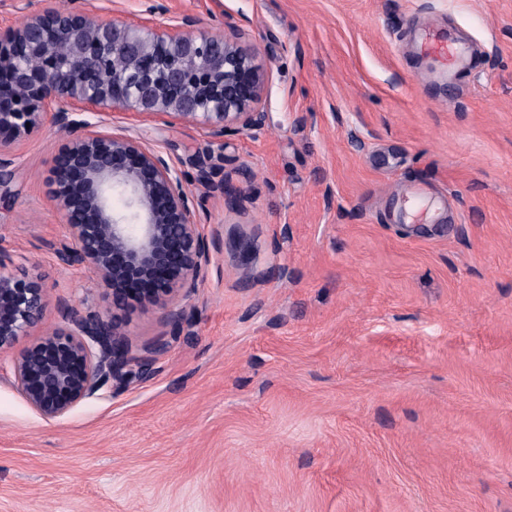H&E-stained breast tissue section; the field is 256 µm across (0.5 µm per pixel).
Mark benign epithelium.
<instances>
[{"instance_id": "1", "label": "benign epithelium", "mask_w": 512, "mask_h": 512, "mask_svg": "<svg viewBox=\"0 0 512 512\" xmlns=\"http://www.w3.org/2000/svg\"><path fill=\"white\" fill-rule=\"evenodd\" d=\"M156 11L150 6L149 19L132 23L49 5L0 32V169L11 144L45 120L69 131L47 177L50 204L69 231L55 254L112 290V316L83 315L62 302L63 324L13 359L18 388L47 419L124 381L133 363L149 376L152 361L130 356L118 311L134 291L179 324L178 303L209 259L181 173L137 138L101 132L81 115L121 110L140 122L191 119L215 135L263 121L266 70L258 52L235 38L191 33L198 26L191 14L162 21ZM116 56L120 71L112 66ZM197 180L230 204L241 198L240 189L212 182L202 164ZM116 191L124 196L121 209L112 204ZM47 304L40 277L0 272V352L38 325Z\"/></svg>"}]
</instances>
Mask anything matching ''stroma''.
<instances>
[{
    "label": "stroma",
    "mask_w": 512,
    "mask_h": 512,
    "mask_svg": "<svg viewBox=\"0 0 512 512\" xmlns=\"http://www.w3.org/2000/svg\"><path fill=\"white\" fill-rule=\"evenodd\" d=\"M267 68L260 127L96 115L183 174L209 261L181 324L130 301L152 356L47 419L0 353V512H512V0H156ZM146 0H0L131 22ZM466 40L447 76L417 49ZM65 130L16 141L0 255L48 306L112 312L57 260L46 183ZM242 190L230 208L199 162Z\"/></svg>",
    "instance_id": "1"
}]
</instances>
